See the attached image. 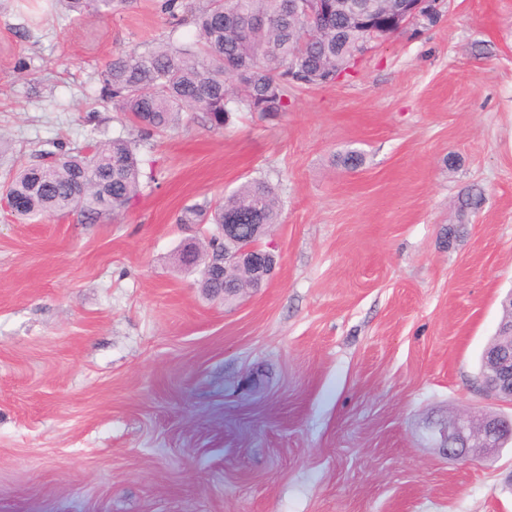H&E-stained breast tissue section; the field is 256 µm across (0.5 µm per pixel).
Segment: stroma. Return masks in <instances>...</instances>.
<instances>
[{
  "mask_svg": "<svg viewBox=\"0 0 512 512\" xmlns=\"http://www.w3.org/2000/svg\"><path fill=\"white\" fill-rule=\"evenodd\" d=\"M171 38L194 28L160 0H0V187L61 146L141 160L92 224L0 200V512H512V447L444 449L452 413L512 416L478 381L512 290V0H447L285 111L144 140L98 74ZM252 178L277 265L225 300L181 266L204 237L179 218ZM66 2L71 12L81 16L90 9L97 13H101L104 9V12L108 13L122 5L126 0H67Z\"/></svg>",
  "mask_w": 512,
  "mask_h": 512,
  "instance_id": "35a3bbf8",
  "label": "stroma"
}]
</instances>
